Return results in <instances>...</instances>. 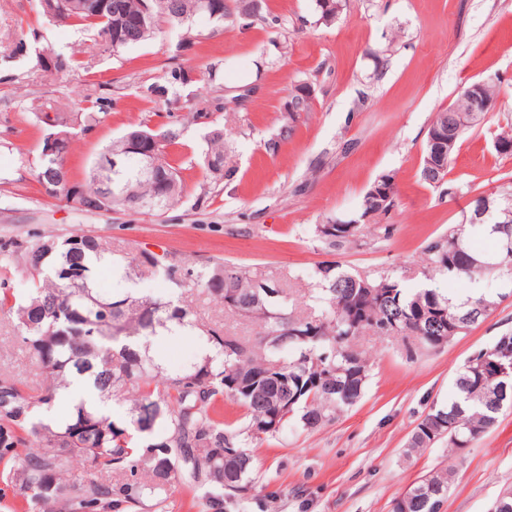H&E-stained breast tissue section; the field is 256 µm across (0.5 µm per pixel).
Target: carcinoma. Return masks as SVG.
<instances>
[{
    "mask_svg": "<svg viewBox=\"0 0 512 512\" xmlns=\"http://www.w3.org/2000/svg\"><path fill=\"white\" fill-rule=\"evenodd\" d=\"M199 0H109L105 12L90 7L69 9L70 22L94 31V46L118 52L150 40L161 23L189 28L203 13ZM149 6L151 22L142 30L134 21ZM50 59L53 66L44 65ZM75 56L53 53L37 56L38 76L45 83L73 66ZM313 97L303 88L287 102L290 108L277 136L264 142L270 155L290 140L296 123L311 112ZM86 111L61 112L45 102L34 113L35 122L51 129H89L101 122L112 99L90 84ZM201 97L190 107L193 118L207 120L223 110ZM470 111L469 89L448 109L436 113L427 129L420 179L454 198L459 187L446 180L463 135L480 124ZM448 133V153L432 158L430 138ZM149 134L157 144L156 163L126 153L130 140ZM182 129L169 122L158 129L131 127L105 146L99 156L111 155L117 166L108 171L92 167L80 180L60 181L65 160L38 152L33 168L38 183L56 180L54 197L70 200L79 189L78 209L109 214L136 211L144 200L159 202L162 212L180 201L184 190L179 170L166 158L165 147L176 142ZM224 128L215 126L205 136L204 166L218 181L224 172ZM397 189L384 203L367 188L353 224L328 219L312 228L327 254L348 246L363 248L373 241H388L397 231L387 222L396 205ZM492 207H512V179L489 194ZM476 202L461 209L456 222L423 242L424 276L432 281L475 282L492 278L502 285L495 298L473 294L463 299L437 288H408L395 271L372 274L351 272L337 261H322L313 268L308 289L310 304L299 311L297 300L278 280L250 276L240 266L206 262L199 267L186 261L149 259L143 250L116 259L111 240L74 232L61 241L52 239L25 248L24 262L34 288L19 299L0 289V313L15 323L16 339L45 373L36 394L25 393L22 383L0 375V481L21 496L30 512H169L167 500L156 491L182 470L188 477L190 503L204 501L207 512H248L255 496L251 490L254 456L251 448L276 438L288 419L295 417L305 430L335 420L345 407L364 394L368 362L357 341L363 335L401 336L406 358L438 350V343L466 336L512 297V220L501 223L471 221ZM491 238L497 250L477 255L469 242ZM64 267H79L83 278L71 282L56 275ZM108 267L121 280L139 274H159L177 290L176 299H159L127 290L116 296L94 288L98 268ZM205 293L224 303V310L258 322L261 331L252 340L224 332L219 324L197 321L184 304V294ZM187 330L202 354L181 369L160 374L150 349L160 330ZM501 337L475 350L454 378L455 395L446 404L434 403L419 419L407 443V452L446 441L463 451L493 430L504 411L512 409V375L490 381L479 371L481 363L500 360ZM243 408L240 425L224 422V399ZM131 402L127 416L114 419L113 401ZM231 455L234 487L224 488V457ZM90 467L93 476L70 481L74 464ZM454 470L429 473L392 502L391 512H440L448 499Z\"/></svg>",
    "mask_w": 512,
    "mask_h": 512,
    "instance_id": "cac0c4a2",
    "label": "carcinoma"
}]
</instances>
